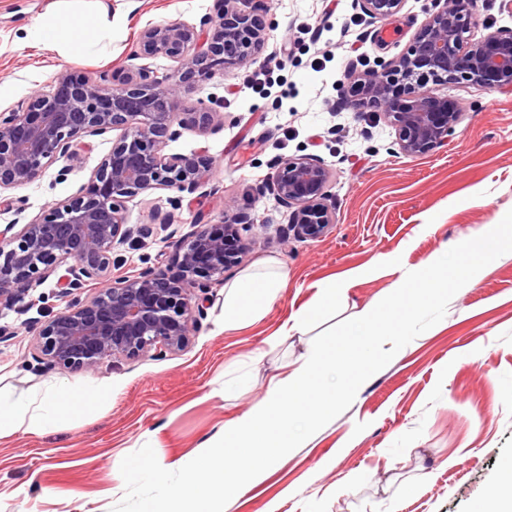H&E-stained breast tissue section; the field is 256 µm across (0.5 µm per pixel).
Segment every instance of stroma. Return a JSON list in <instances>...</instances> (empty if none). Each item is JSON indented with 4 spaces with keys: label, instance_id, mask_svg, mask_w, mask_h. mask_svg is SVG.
<instances>
[{
    "label": "stroma",
    "instance_id": "obj_1",
    "mask_svg": "<svg viewBox=\"0 0 512 512\" xmlns=\"http://www.w3.org/2000/svg\"><path fill=\"white\" fill-rule=\"evenodd\" d=\"M56 0H0V111L65 70L110 77L130 63L147 26L199 24L218 0H102L112 15L107 57L59 53L32 37ZM275 27L251 62H226L183 84L176 109L206 104L224 122L190 127L166 153L205 154L210 171L194 192L150 190L125 202L128 225L152 227L142 244L115 242L112 277L168 259L202 224L235 219L249 251L213 290L189 346L149 351L84 372L39 365L40 320L0 311V395L16 398L54 383L94 387L101 399L43 433L0 436V512H111L125 485L122 459L151 445L159 464L199 455L225 423L262 400L271 379L315 335L389 295L407 272L512 210V87H441L462 117L446 142L422 156L400 153L396 131L376 112L346 106L347 77L402 55L428 0H405L391 21L343 0H267ZM288 66L249 85L257 63L281 46ZM112 147L86 138L78 159H61L34 182L0 192V215L39 218L87 184ZM308 155L332 171L335 222L317 239L288 229L289 210L270 190L278 160ZM168 217V225L157 222ZM278 259L288 286L257 319L224 326V284L262 258ZM346 278L347 298L319 313L303 337L281 338L292 314L317 302L319 282ZM512 459V255L498 257L452 298L445 317L403 347L359 388L351 406L280 459L276 472L224 512H474Z\"/></svg>",
    "mask_w": 512,
    "mask_h": 512
}]
</instances>
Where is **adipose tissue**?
<instances>
[{"mask_svg": "<svg viewBox=\"0 0 512 512\" xmlns=\"http://www.w3.org/2000/svg\"><path fill=\"white\" fill-rule=\"evenodd\" d=\"M37 35L55 48L72 46L98 51L101 41L112 35L108 10L89 7L86 0H59L53 11L39 21ZM288 286L281 263L265 258L253 271L228 284L224 294V322L255 319L275 302ZM94 395L93 389L60 395L55 388L0 403V431L29 433L45 430L69 419Z\"/></svg>", "mask_w": 512, "mask_h": 512, "instance_id": "obj_1", "label": "adipose tissue"}]
</instances>
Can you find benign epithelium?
Instances as JSON below:
<instances>
[{
  "mask_svg": "<svg viewBox=\"0 0 512 512\" xmlns=\"http://www.w3.org/2000/svg\"><path fill=\"white\" fill-rule=\"evenodd\" d=\"M432 2L408 51L379 62L345 90L353 109L381 110L407 156L440 146L462 116L460 104L435 94L434 87L512 86V28L475 39L477 0ZM239 4L224 0L223 13L202 18L198 27L174 21L143 29L131 59L163 57L175 63L163 79L134 64L107 83L64 71L50 91H35L0 112V189L29 184L58 159L76 158L81 138L118 132L87 185L19 231L14 222L0 229V310L26 311L32 284L71 262L60 285L72 300L38 332L37 350L48 363L87 372L153 347L183 350L214 301L211 284L242 261L246 243L235 222L202 224L178 244L172 267L146 266L91 298L77 297L89 281L109 276L115 241L151 234L146 226L126 224L125 199L155 189L191 192L205 179L203 157L168 155L163 149L188 126L205 128L224 120V113L210 108L179 117L173 102L182 83L227 60L249 61L269 38L263 21ZM403 4L357 0L364 14L383 20L394 18ZM331 177L318 157L278 164L271 190L292 208L291 227L298 237L319 238L335 223L326 204Z\"/></svg>",
  "mask_w": 512,
  "mask_h": 512,
  "instance_id": "benign-epithelium-1",
  "label": "benign epithelium"
}]
</instances>
